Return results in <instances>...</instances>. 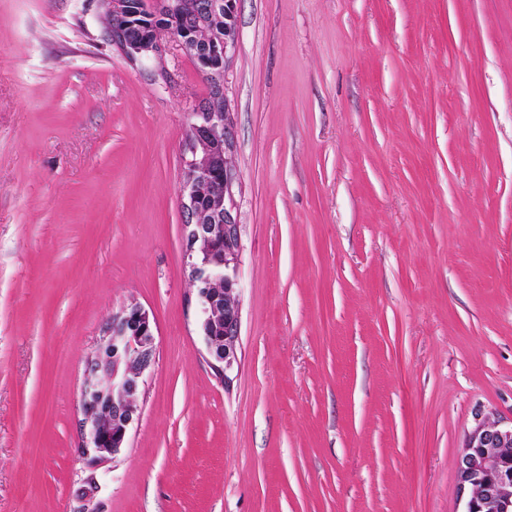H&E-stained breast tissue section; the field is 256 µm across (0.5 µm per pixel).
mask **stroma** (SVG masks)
<instances>
[{
	"label": "stroma",
	"mask_w": 512,
	"mask_h": 512,
	"mask_svg": "<svg viewBox=\"0 0 512 512\" xmlns=\"http://www.w3.org/2000/svg\"><path fill=\"white\" fill-rule=\"evenodd\" d=\"M238 359L208 363L177 187L208 93L96 0H0V512H78L84 360L154 325L97 512H462L512 422V0H239ZM457 482L462 512H512V422L478 420L457 460Z\"/></svg>",
	"instance_id": "obj_1"
}]
</instances>
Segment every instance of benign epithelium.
Instances as JSON below:
<instances>
[{
	"label": "benign epithelium",
	"mask_w": 512,
	"mask_h": 512,
	"mask_svg": "<svg viewBox=\"0 0 512 512\" xmlns=\"http://www.w3.org/2000/svg\"><path fill=\"white\" fill-rule=\"evenodd\" d=\"M224 5V37L199 41L181 37L167 28L157 36L129 46L124 30L112 28V46L133 63L148 60L163 81L171 79L166 67L162 38L175 43L184 55L203 61L220 59L224 67L209 71L216 77L229 70L238 44L237 0H141L159 18L178 14L214 16ZM213 98L224 107L200 106L191 114L184 142L179 197L184 215L183 245L205 329L209 363L224 376L237 360L241 307L236 278L242 252L234 188L238 176L233 162L235 131L226 83L217 82ZM223 169V190L212 204L200 203L201 187ZM156 354L152 321L146 310L131 303L112 314L99 343L85 359L80 390V454L89 471L125 447L138 417V398L143 375ZM104 370L108 381L95 375ZM458 495L462 512H512V426L483 418L465 437L457 460Z\"/></svg>",
	"instance_id": "obj_1"
}]
</instances>
